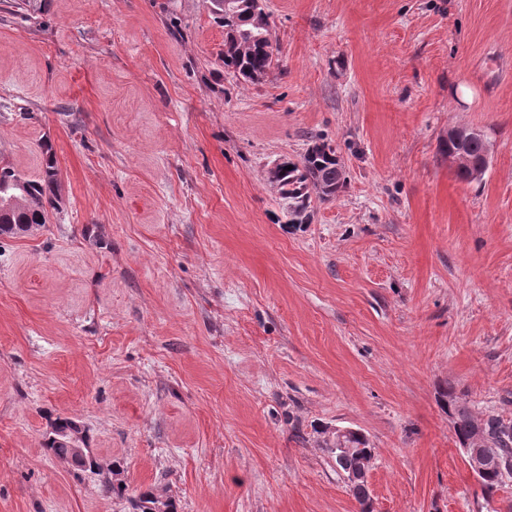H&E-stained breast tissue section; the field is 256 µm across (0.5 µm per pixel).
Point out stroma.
<instances>
[{"label": "stroma", "mask_w": 512, "mask_h": 512, "mask_svg": "<svg viewBox=\"0 0 512 512\" xmlns=\"http://www.w3.org/2000/svg\"><path fill=\"white\" fill-rule=\"evenodd\" d=\"M267 10L280 65L244 84L206 0H0V165L50 141L61 199L0 237V512H360L337 427L374 512H512L442 402L512 416V0ZM319 139L347 187L288 223L267 170ZM60 416L99 471L45 448ZM448 133L456 138L465 140L460 141L453 136H448V141L443 144L442 152L448 156L460 152L464 153L470 163L468 164V161L463 156L456 158L448 157V162L453 165L455 169L462 163L468 164L467 166L457 168L455 170L456 176L460 180L469 182L479 180L474 176V172L483 164L486 154L488 160H490V149H488L487 152V144L489 141L485 135L483 137L475 136L479 134V130L472 127H453L448 130ZM350 431H354V429L339 427L334 428L331 441L329 440L327 447H330L328 450L332 452H337L338 450L343 452L347 448H350L349 450L342 453L340 459L334 457L336 469L338 470V468H340L343 471L354 470L348 471L346 473L341 472L348 485H355L363 482L366 483L368 480L369 471L373 466L375 456L367 455L363 460L362 458L367 452L375 451V448H373L368 438L362 432L360 434H352L349 437H346ZM359 466L360 468L357 469Z\"/></svg>", "instance_id": "stroma-1"}]
</instances>
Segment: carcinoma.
Instances as JSON below:
<instances>
[{
    "label": "carcinoma",
    "instance_id": "obj_1",
    "mask_svg": "<svg viewBox=\"0 0 512 512\" xmlns=\"http://www.w3.org/2000/svg\"><path fill=\"white\" fill-rule=\"evenodd\" d=\"M264 0H240L237 36L224 38V71L244 82H257L266 77L278 62V49L273 44L270 28L258 29L253 25L251 13L264 10ZM486 137L473 136L458 140L453 136L443 144L442 152L448 156L463 153L469 164L456 169V176L464 181H474V172L484 162L487 154ZM43 157L42 172L30 178L11 165L0 166V196L22 197V201L7 209H0V236L14 235L26 224H47L59 209L58 167L55 151L50 141L40 143ZM292 169L280 177L279 198L284 202L290 223H301V216L308 214L311 195L316 193L325 200L340 193L347 186V176L329 143L316 142L302 155L300 161L289 162ZM444 407L451 411L453 430L459 445H464L475 429H482L494 453L485 462L480 481L492 492L506 485L502 481L500 465L512 461V417L489 413L477 419L467 402L457 399L455 388L444 393ZM347 451L335 460L343 471L355 470L364 455L373 450L368 438L352 434L345 439Z\"/></svg>",
    "mask_w": 512,
    "mask_h": 512
}]
</instances>
